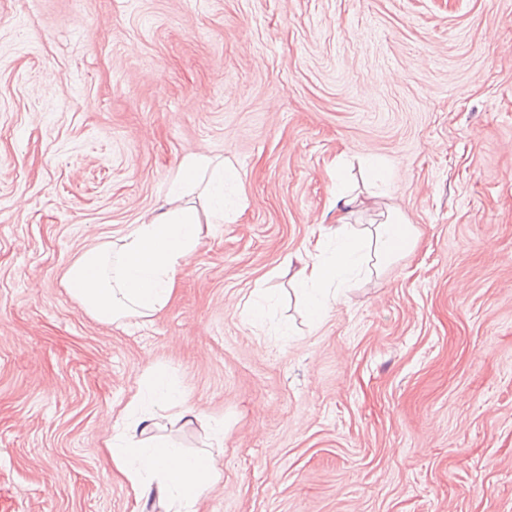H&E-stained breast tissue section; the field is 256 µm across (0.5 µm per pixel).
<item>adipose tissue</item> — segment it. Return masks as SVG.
<instances>
[{
	"mask_svg": "<svg viewBox=\"0 0 512 512\" xmlns=\"http://www.w3.org/2000/svg\"><path fill=\"white\" fill-rule=\"evenodd\" d=\"M238 180L236 170L206 156H184L169 184V208L130 225L117 241L85 248L66 269L65 284L99 322L151 318L171 301L178 274L201 242L204 219L223 218L232 204L225 189ZM191 195L197 204L188 203ZM374 204L370 194L339 193L335 227L306 247L291 281L305 296L312 321H321L339 301L333 284H347L364 273L366 254H373L379 271L415 247L417 228L391 208L381 211L370 236L351 227L350 216ZM171 411L181 418L193 413L180 386L154 372L146 391L129 400L107 447L114 467L135 492L154 493L172 512H198L202 494L219 474L217 461L210 454L187 455L153 436L157 417Z\"/></svg>",
	"mask_w": 512,
	"mask_h": 512,
	"instance_id": "adipose-tissue-1",
	"label": "adipose tissue"
}]
</instances>
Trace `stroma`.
Listing matches in <instances>:
<instances>
[{
	"mask_svg": "<svg viewBox=\"0 0 512 512\" xmlns=\"http://www.w3.org/2000/svg\"><path fill=\"white\" fill-rule=\"evenodd\" d=\"M189 153L237 207L161 313L98 322L65 268ZM368 156L420 238L314 327L288 264ZM155 370L203 512H512V0H0V512H163L105 446Z\"/></svg>",
	"mask_w": 512,
	"mask_h": 512,
	"instance_id": "stroma-1",
	"label": "stroma"
}]
</instances>
